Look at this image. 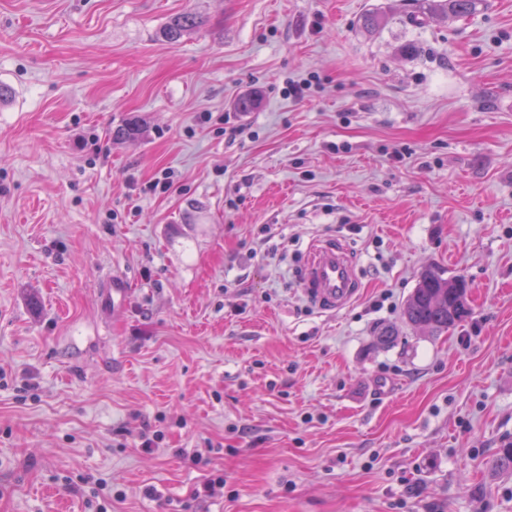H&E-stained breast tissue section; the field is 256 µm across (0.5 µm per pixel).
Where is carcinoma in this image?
I'll return each mask as SVG.
<instances>
[{
    "instance_id": "carcinoma-1",
    "label": "carcinoma",
    "mask_w": 512,
    "mask_h": 512,
    "mask_svg": "<svg viewBox=\"0 0 512 512\" xmlns=\"http://www.w3.org/2000/svg\"><path fill=\"white\" fill-rule=\"evenodd\" d=\"M480 0H425L420 17L436 12H446L460 17L468 15ZM197 18L191 13L182 14L164 28L163 37L174 43L188 31L197 27ZM464 279L445 276L437 270H427L420 276L416 288L405 301L403 315L414 327L424 328L438 335L457 327L470 313ZM498 472H512V443L499 449L494 463Z\"/></svg>"
}]
</instances>
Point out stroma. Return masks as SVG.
I'll return each mask as SVG.
<instances>
[{
	"label": "stroma",
	"mask_w": 512,
	"mask_h": 512,
	"mask_svg": "<svg viewBox=\"0 0 512 512\" xmlns=\"http://www.w3.org/2000/svg\"><path fill=\"white\" fill-rule=\"evenodd\" d=\"M419 7L0 0V512H512V0ZM326 235L333 316L298 293ZM430 267L469 285L438 336L402 317ZM427 6L418 13L419 16L426 17L427 14L436 12H446L460 17L468 15L475 9L479 0H425ZM197 18L191 13L182 14L173 20L164 28L163 37L171 42H177L188 31L197 27ZM319 313L336 315L359 296L360 283L348 254L333 239H319L304 263L298 288ZM129 295V289L122 279L112 277L104 288L100 290L101 307L112 314L119 311L126 303Z\"/></svg>",
	"instance_id": "obj_1"
}]
</instances>
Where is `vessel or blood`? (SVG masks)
<instances>
[{
    "label": "vessel or blood",
    "instance_id": "b4317fda",
    "mask_svg": "<svg viewBox=\"0 0 512 512\" xmlns=\"http://www.w3.org/2000/svg\"><path fill=\"white\" fill-rule=\"evenodd\" d=\"M359 290V279L348 254L335 240H317L299 280L301 296L319 313L335 315L355 302ZM128 295L124 281L112 279L100 290L101 306L107 311H119Z\"/></svg>",
    "mask_w": 512,
    "mask_h": 512
}]
</instances>
